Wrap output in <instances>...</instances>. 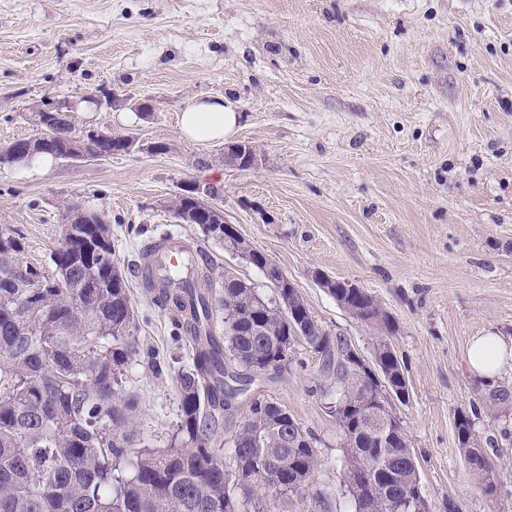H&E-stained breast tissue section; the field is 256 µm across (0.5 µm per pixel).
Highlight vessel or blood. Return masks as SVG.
<instances>
[{"instance_id":"1","label":"vessel or blood","mask_w":512,"mask_h":512,"mask_svg":"<svg viewBox=\"0 0 512 512\" xmlns=\"http://www.w3.org/2000/svg\"><path fill=\"white\" fill-rule=\"evenodd\" d=\"M142 270L154 279L169 281L172 271H180L181 285L196 282L197 258L192 246L181 236L167 234L145 246L141 254Z\"/></svg>"}]
</instances>
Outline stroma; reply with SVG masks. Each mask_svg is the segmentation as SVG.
<instances>
[{"label": "stroma", "instance_id": "stroma-1", "mask_svg": "<svg viewBox=\"0 0 512 512\" xmlns=\"http://www.w3.org/2000/svg\"><path fill=\"white\" fill-rule=\"evenodd\" d=\"M149 99V114L102 102L73 120L132 136L133 151L53 160L40 176L0 170V227L20 229L25 261L52 270L68 207L100 213L120 266L144 227L204 244L225 267L272 286L256 267L204 241L171 209L189 183L218 188L224 218L295 284L331 335L373 362L376 336L321 288L350 280L390 314L388 341L407 380L397 404L429 512H512V405L477 407L468 346L492 333L512 346V0H0V148L33 137L42 101L101 92ZM221 96L239 112L236 140L256 149L240 170L224 146L185 139L179 111ZM132 291L145 347L168 357L165 311ZM318 362H293L255 393L316 435L312 489L325 512H350L330 399ZM137 424L166 445L178 422L172 372L134 367ZM499 475L489 499L455 433L458 410Z\"/></svg>", "mask_w": 512, "mask_h": 512}]
</instances>
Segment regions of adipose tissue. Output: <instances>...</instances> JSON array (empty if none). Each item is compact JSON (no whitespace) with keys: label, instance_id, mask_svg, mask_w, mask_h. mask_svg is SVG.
I'll use <instances>...</instances> for the list:
<instances>
[{"label":"adipose tissue","instance_id":"ef3b65f1","mask_svg":"<svg viewBox=\"0 0 512 512\" xmlns=\"http://www.w3.org/2000/svg\"><path fill=\"white\" fill-rule=\"evenodd\" d=\"M238 120L236 108L224 98H192L179 114V127L184 137L195 142H220L235 134ZM511 356L512 349L499 336L489 333L473 337L467 359L478 376L492 380Z\"/></svg>","mask_w":512,"mask_h":512}]
</instances>
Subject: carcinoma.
I'll return each mask as SVG.
<instances>
[{"instance_id": "1", "label": "carcinoma", "mask_w": 512, "mask_h": 512, "mask_svg": "<svg viewBox=\"0 0 512 512\" xmlns=\"http://www.w3.org/2000/svg\"><path fill=\"white\" fill-rule=\"evenodd\" d=\"M63 101L37 109L32 155L58 159L123 153L129 137L99 130L76 133ZM204 236L237 254L239 241L224 219L198 222ZM17 230L0 227V512H274L282 498H308L320 459L315 434L277 403L252 397L236 419L239 397L254 367L304 343L319 359L316 389H335L331 410L345 433L343 486L352 512H428L416 459L400 419L387 413L384 441L350 429L361 403L392 390L408 399L403 368L386 338L394 322L367 293L332 288L329 294L360 323L378 333L380 372L346 364L349 344L332 337L295 291L262 297L250 281L200 266L193 288L141 283L168 312L172 341L186 347L188 362L175 372L177 432L156 448L136 423L137 395L128 388L143 345L137 333L128 276L114 261L115 242L100 213L72 209L62 243L51 254L54 273L23 262ZM26 274H18L20 265ZM232 329L227 336L216 323ZM505 386L481 390L486 411L508 406ZM235 429L232 448L218 443ZM467 467L493 499L497 474L480 444L474 420L455 417Z\"/></svg>"}]
</instances>
